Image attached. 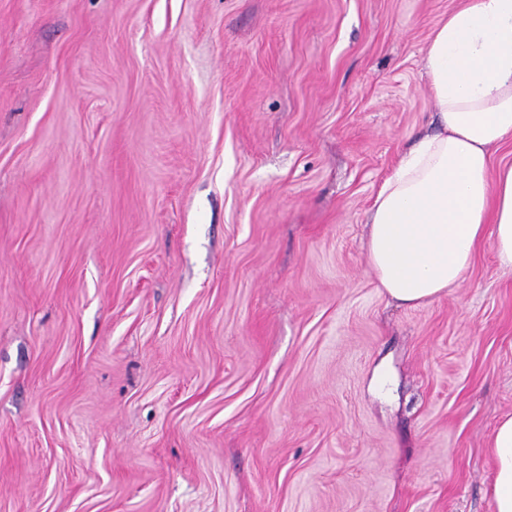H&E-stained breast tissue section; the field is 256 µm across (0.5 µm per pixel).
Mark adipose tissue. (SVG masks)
<instances>
[{
    "label": "adipose tissue",
    "mask_w": 512,
    "mask_h": 512,
    "mask_svg": "<svg viewBox=\"0 0 512 512\" xmlns=\"http://www.w3.org/2000/svg\"><path fill=\"white\" fill-rule=\"evenodd\" d=\"M437 129L380 185L366 244L377 285L419 306L461 287L477 247L512 268V164L490 150L512 136V0H465L425 50ZM493 512H512V416L492 439Z\"/></svg>",
    "instance_id": "ef3b65f1"
}]
</instances>
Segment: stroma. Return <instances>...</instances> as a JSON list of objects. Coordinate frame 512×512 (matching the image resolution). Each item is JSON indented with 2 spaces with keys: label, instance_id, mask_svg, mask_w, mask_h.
<instances>
[{
  "label": "stroma",
  "instance_id": "obj_1",
  "mask_svg": "<svg viewBox=\"0 0 512 512\" xmlns=\"http://www.w3.org/2000/svg\"><path fill=\"white\" fill-rule=\"evenodd\" d=\"M459 4L0 0V512H492L512 270L365 250Z\"/></svg>",
  "mask_w": 512,
  "mask_h": 512
}]
</instances>
